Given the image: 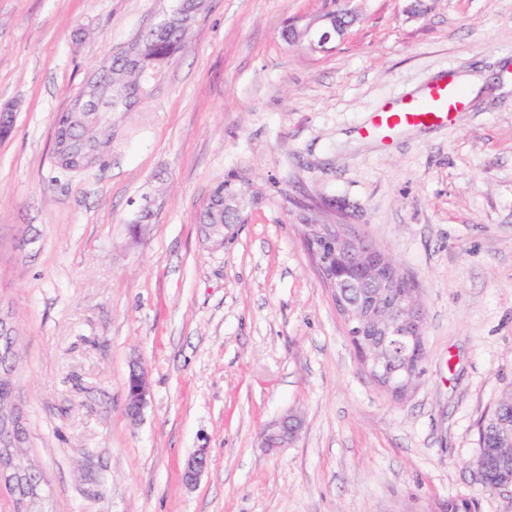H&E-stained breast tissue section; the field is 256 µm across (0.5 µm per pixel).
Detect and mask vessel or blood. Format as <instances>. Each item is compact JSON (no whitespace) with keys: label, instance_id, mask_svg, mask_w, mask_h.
Listing matches in <instances>:
<instances>
[{"label":"vessel or blood","instance_id":"b4317fda","mask_svg":"<svg viewBox=\"0 0 512 512\" xmlns=\"http://www.w3.org/2000/svg\"><path fill=\"white\" fill-rule=\"evenodd\" d=\"M465 106L466 98L459 85L442 79L428 84L419 95L383 105L374 112L371 126L388 130L407 126H443Z\"/></svg>","mask_w":512,"mask_h":512}]
</instances>
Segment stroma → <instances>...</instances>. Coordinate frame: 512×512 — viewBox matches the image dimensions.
I'll use <instances>...</instances> for the list:
<instances>
[{
    "mask_svg": "<svg viewBox=\"0 0 512 512\" xmlns=\"http://www.w3.org/2000/svg\"><path fill=\"white\" fill-rule=\"evenodd\" d=\"M171 5L0 0V105L18 106L0 304L47 512H512V488L468 468L512 388V0H209L150 97L113 114L104 163L59 170L56 114ZM334 10L355 21L328 51L285 41ZM448 73L483 80L452 126L365 134ZM227 180L243 198L213 248L199 214ZM309 221L347 225L413 284L425 357L405 398L362 369ZM286 415L297 438L266 448ZM148 394L149 389L143 372L132 369L125 397L126 410L131 416L140 415L147 403ZM208 467V457L204 448H200L186 462L183 469V481L187 486H195Z\"/></svg>",
    "mask_w": 512,
    "mask_h": 512,
    "instance_id": "stroma-1",
    "label": "stroma"
}]
</instances>
